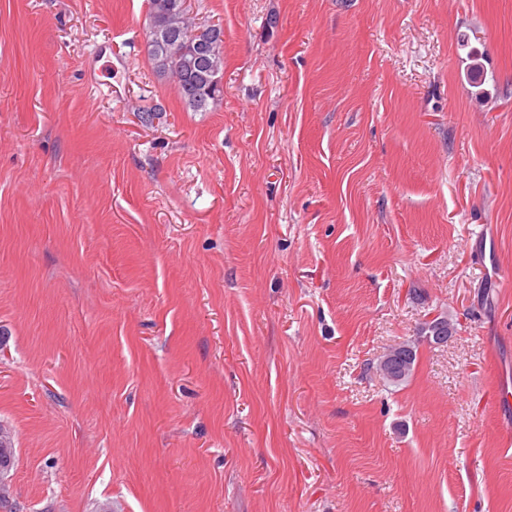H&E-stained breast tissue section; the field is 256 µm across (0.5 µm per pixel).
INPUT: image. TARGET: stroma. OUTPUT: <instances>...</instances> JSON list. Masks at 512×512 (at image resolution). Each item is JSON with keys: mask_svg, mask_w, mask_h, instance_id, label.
Masks as SVG:
<instances>
[{"mask_svg": "<svg viewBox=\"0 0 512 512\" xmlns=\"http://www.w3.org/2000/svg\"><path fill=\"white\" fill-rule=\"evenodd\" d=\"M191 5L209 112L148 0H0L12 512H512V0ZM150 30L153 33H159V31H160L158 28L154 27L153 23H151V29H150V25H149L148 40H147L148 55L153 62L155 71L160 76H166V75L170 76L169 67H167L165 65V63H163V60H164L163 53L166 49L167 44L171 47V53L173 54V57L178 59L179 57H181L182 54L185 53V51L180 48V42L178 41V36H179L178 30L170 29V30L163 31L164 36L167 39V42L166 41L159 42L158 40H154L155 35L153 33H151ZM197 36L193 43L192 53L184 60L180 59L179 63H183L184 68L188 72L201 73L203 76L208 74V55L211 52V66L214 71L219 74L224 73V40L220 41L212 51L217 41L223 39V33L216 27L209 26L207 28L194 30ZM212 73L209 76L210 84L215 88L224 85V76ZM176 93L193 112H208L222 100L224 89H211L209 83L197 74L181 72ZM421 332L425 334L429 342L435 345L436 340L434 336H447V339H438V345H444L447 344L448 339L452 337L453 332H456V327L453 321L446 316H439L430 321L423 322ZM388 351L389 352L396 351V353L403 354L405 356V358L402 359L401 362L399 363L400 364L399 375L396 379H391L385 374V364H386L385 359L389 355ZM388 351L386 353H384L381 357L380 356L377 357V359H376L377 362L372 365V368L375 369L377 374L379 371L380 374L383 376V379H385L386 381H388L390 383L399 385L401 383L406 382L409 379V377L411 376V374L414 370V367H415L416 360H417V351H416L415 347L412 344L405 342V343H401L395 347H392Z\"/></svg>", "mask_w": 512, "mask_h": 512, "instance_id": "35a3bbf8", "label": "stroma"}]
</instances>
